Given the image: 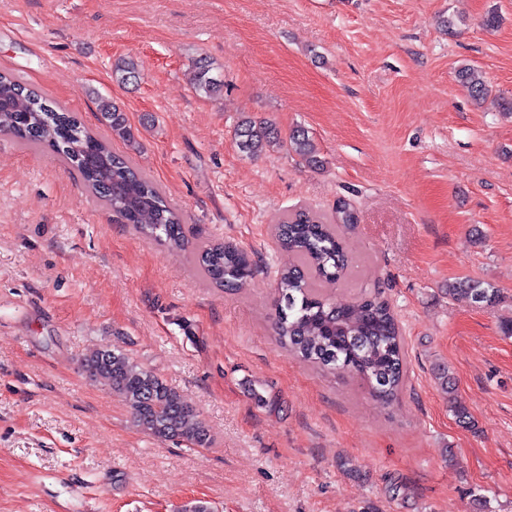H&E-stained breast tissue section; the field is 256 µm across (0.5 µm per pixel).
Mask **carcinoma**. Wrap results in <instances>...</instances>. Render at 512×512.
Here are the masks:
<instances>
[{
    "mask_svg": "<svg viewBox=\"0 0 512 512\" xmlns=\"http://www.w3.org/2000/svg\"><path fill=\"white\" fill-rule=\"evenodd\" d=\"M113 79L126 84L137 79L134 63L116 67ZM459 83L475 98L489 93L481 70L464 65L457 70ZM193 86L207 98L224 89L206 60L193 69ZM102 118L112 138L126 142L135 134L124 114L112 101L97 98ZM0 132L14 136L26 146L44 147L75 169L86 186L105 204L119 212L136 230L164 242L172 250L188 245L181 215L164 198L157 184L138 171L128 158L92 134L76 114L43 98L6 72L0 73ZM236 144L248 156L279 143L278 132L265 121L253 119L235 128ZM288 153L308 167L322 165L314 137L303 128L288 135ZM357 218L350 204L336 203L330 221L299 210L284 216L275 228L282 247L297 263L280 274L274 326L281 345L300 360L330 371L348 372L366 382L372 394L389 404L404 385L406 363L403 338L394 312L380 294L336 304L320 292L323 284H335L344 275L351 257L338 228L350 229ZM203 275L214 285L236 288L253 275V263L242 249L211 242L196 252ZM461 294L480 307H494L501 292L492 284L465 279L448 286V295ZM91 378L105 381L129 408L135 422L159 441L179 440L189 447L204 448L210 435L195 418L192 405L154 372L138 367L124 353L104 348L80 361ZM440 389L448 393L449 410L460 424L474 426L469 410L453 401L454 378L445 369L438 372Z\"/></svg>",
    "mask_w": 512,
    "mask_h": 512,
    "instance_id": "obj_1",
    "label": "carcinoma"
}]
</instances>
